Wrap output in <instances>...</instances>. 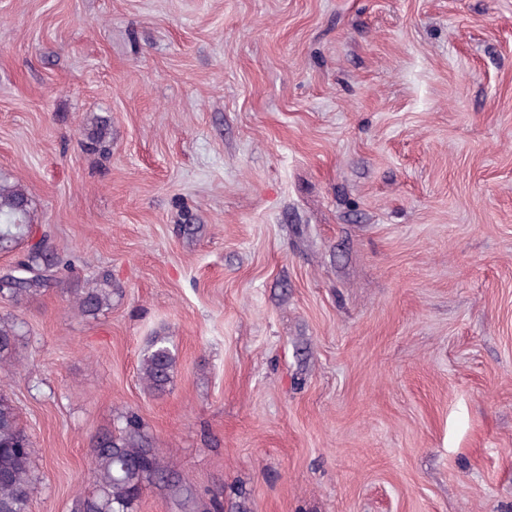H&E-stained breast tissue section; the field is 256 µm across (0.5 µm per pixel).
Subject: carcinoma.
Masks as SVG:
<instances>
[{
    "label": "carcinoma",
    "instance_id": "carcinoma-1",
    "mask_svg": "<svg viewBox=\"0 0 512 512\" xmlns=\"http://www.w3.org/2000/svg\"><path fill=\"white\" fill-rule=\"evenodd\" d=\"M27 246L25 258L0 277V295L18 298L38 294L62 282L63 261L51 249L47 235H36L31 199L19 183L0 177V251ZM107 288H87L76 298L78 310L95 315L110 305ZM19 328L0 322V368L10 371L19 344ZM175 356L168 342L155 340L139 363L144 386L165 392L172 379ZM32 441L25 433L15 405L0 388V512H30L36 492L31 466ZM91 474L93 491L76 499L75 512H133L147 482H162L176 495L191 489L159 469L157 449L144 434L134 413L124 416L117 432L96 437Z\"/></svg>",
    "mask_w": 512,
    "mask_h": 512
}]
</instances>
